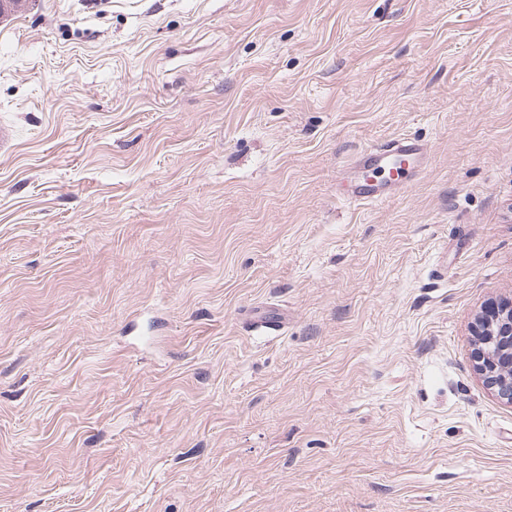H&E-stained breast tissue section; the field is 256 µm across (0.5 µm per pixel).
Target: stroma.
Listing matches in <instances>:
<instances>
[{"mask_svg": "<svg viewBox=\"0 0 512 512\" xmlns=\"http://www.w3.org/2000/svg\"><path fill=\"white\" fill-rule=\"evenodd\" d=\"M0 122V512H512V0H23ZM425 156L424 145L406 137L364 149L352 162L358 176L340 197L355 205L382 203L396 189L412 184L418 172L424 170ZM385 172H388L387 176L382 174ZM475 369L497 399L512 405V299L492 306L474 325Z\"/></svg>", "mask_w": 512, "mask_h": 512, "instance_id": "stroma-1", "label": "stroma"}]
</instances>
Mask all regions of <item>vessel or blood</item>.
<instances>
[{"mask_svg":"<svg viewBox=\"0 0 512 512\" xmlns=\"http://www.w3.org/2000/svg\"><path fill=\"white\" fill-rule=\"evenodd\" d=\"M425 156L424 145L406 137L362 150L352 162L358 175L343 200L355 205L386 201L396 189L412 184Z\"/></svg>","mask_w":512,"mask_h":512,"instance_id":"vessel-or-blood-1","label":"vessel or blood"}]
</instances>
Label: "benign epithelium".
I'll list each match as a JSON object with an SVG mask.
<instances>
[{
	"label": "benign epithelium",
	"instance_id": "1",
	"mask_svg": "<svg viewBox=\"0 0 512 512\" xmlns=\"http://www.w3.org/2000/svg\"><path fill=\"white\" fill-rule=\"evenodd\" d=\"M475 369L497 399L512 405V299L503 300L474 325Z\"/></svg>",
	"mask_w": 512,
	"mask_h": 512
}]
</instances>
